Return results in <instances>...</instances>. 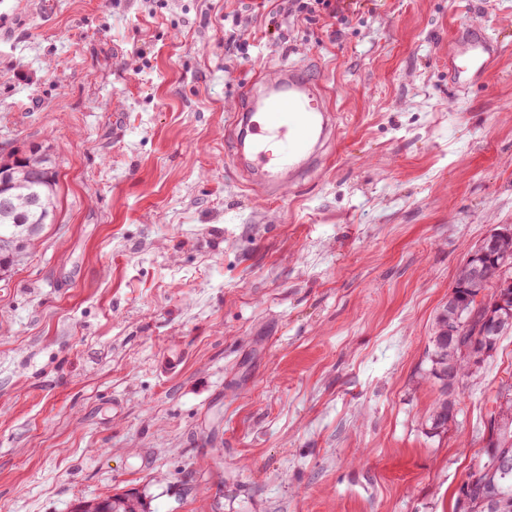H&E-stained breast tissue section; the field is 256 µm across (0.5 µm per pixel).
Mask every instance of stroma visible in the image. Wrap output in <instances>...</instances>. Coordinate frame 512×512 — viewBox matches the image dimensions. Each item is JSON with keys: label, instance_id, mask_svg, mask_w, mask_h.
I'll list each match as a JSON object with an SVG mask.
<instances>
[{"label": "stroma", "instance_id": "1", "mask_svg": "<svg viewBox=\"0 0 512 512\" xmlns=\"http://www.w3.org/2000/svg\"><path fill=\"white\" fill-rule=\"evenodd\" d=\"M257 2L0 0V150L48 146L60 185L0 275V512L127 491L147 512H454L482 459L512 335L447 387L428 352L467 250L512 226V0L278 29ZM471 23L503 55L457 90ZM288 62L339 131L267 201L226 112Z\"/></svg>", "mask_w": 512, "mask_h": 512}]
</instances>
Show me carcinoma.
<instances>
[{
    "label": "carcinoma",
    "instance_id": "carcinoma-1",
    "mask_svg": "<svg viewBox=\"0 0 512 512\" xmlns=\"http://www.w3.org/2000/svg\"><path fill=\"white\" fill-rule=\"evenodd\" d=\"M33 162L42 168V178L33 180L29 177L27 160L13 162L10 194L15 199L14 207L0 209V236L5 234L22 242L20 248L0 254V270L5 273L23 260L27 249L39 238L45 226L55 223L59 198L56 163L44 148ZM31 199L39 200L40 208H28L26 202ZM428 361L429 375L445 383L453 376L463 379L478 372L470 366L467 358L461 356L455 341L436 335L431 336ZM448 420V401L443 400L434 407L431 427L443 429ZM492 421L498 423L496 441L486 446L484 460L466 477L470 491L467 512H488L491 500L502 494L512 498V474L509 482H504L489 457L491 453L504 454L512 465V398L505 402L496 398L495 409L489 413L484 431H489Z\"/></svg>",
    "mask_w": 512,
    "mask_h": 512
}]
</instances>
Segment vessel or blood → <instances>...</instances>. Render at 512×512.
Returning <instances> with one entry per match:
<instances>
[{
    "mask_svg": "<svg viewBox=\"0 0 512 512\" xmlns=\"http://www.w3.org/2000/svg\"><path fill=\"white\" fill-rule=\"evenodd\" d=\"M500 54L497 42L475 31L451 55V84L470 87L489 73ZM231 122L233 161L246 188L267 198L303 185L320 168L323 148L336 136L335 109L323 86L295 64L253 81ZM271 139L279 142V153L268 150Z\"/></svg>",
    "mask_w": 512,
    "mask_h": 512,
    "instance_id": "obj_1",
    "label": "vessel or blood"
}]
</instances>
